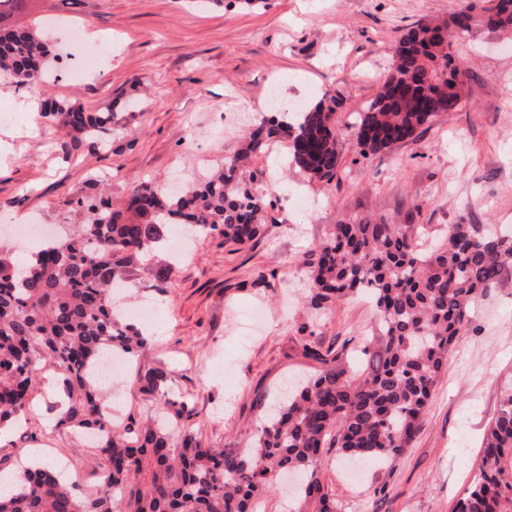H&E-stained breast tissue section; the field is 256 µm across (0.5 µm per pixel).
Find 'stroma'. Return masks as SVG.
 <instances>
[{
  "label": "stroma",
  "mask_w": 512,
  "mask_h": 512,
  "mask_svg": "<svg viewBox=\"0 0 512 512\" xmlns=\"http://www.w3.org/2000/svg\"><path fill=\"white\" fill-rule=\"evenodd\" d=\"M484 0H261L217 10L197 0H31V18L56 22L62 54L55 78L33 91L0 82V241L15 245L29 218L47 238L79 224L80 197L108 190L125 200L139 183L166 186L222 164L260 117L270 83L283 109L324 94L337 100L343 142L339 178L309 180L281 164L287 141L250 164L266 204V231L234 249L218 235L196 238L187 256L168 249L128 271L123 311L153 305L149 344L133 368L102 390L114 423L141 420L147 402L136 369L161 367L192 411L183 424L203 445L250 446L285 381L312 376L308 342L363 346L377 311L366 296L313 316L302 261L336 225L357 215L400 224H493L512 236V31L473 23L455 35L462 98L413 142L364 157L350 133L388 75L394 46L414 22L450 25ZM85 46L100 52L81 77L69 65ZM52 97L96 110L114 104L120 134L102 147L61 136L53 118L22 106ZM422 428L394 463L366 462L361 478L334 448L323 451L322 483L341 512H455L480 464L486 428L512 381V273L471 305ZM65 398L35 380L25 426L0 443V469L27 457L65 464L85 491L101 488L103 458L57 426Z\"/></svg>",
  "instance_id": "1"
}]
</instances>
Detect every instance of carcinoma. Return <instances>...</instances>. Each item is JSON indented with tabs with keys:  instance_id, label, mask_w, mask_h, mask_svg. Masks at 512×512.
<instances>
[{
	"instance_id": "1",
	"label": "carcinoma",
	"mask_w": 512,
	"mask_h": 512,
	"mask_svg": "<svg viewBox=\"0 0 512 512\" xmlns=\"http://www.w3.org/2000/svg\"><path fill=\"white\" fill-rule=\"evenodd\" d=\"M28 2L0 0V79L39 89L57 56L45 22H18ZM482 12L488 26L512 27V0H490ZM458 72L440 26L407 28L392 70L354 125L360 154L414 141L439 113L455 111ZM335 106L325 96L294 111L288 123L269 117L221 168L180 191L141 183L118 208L103 193L78 199L86 223L24 266L0 248V428L26 413L33 378L50 366L67 397L57 424L97 436L106 460L104 488L96 495L44 468L17 469L9 491L0 484V512H114L116 494L126 489L130 512H256L259 499L288 472L297 474L294 512H338L318 475L323 449L382 463L411 446L454 338L469 322L470 304L512 271V236L482 234L475 224L434 230L384 217L355 216L336 225L303 261L309 304L320 312L367 293L378 312L375 336L356 363L331 345H305L320 371L288 394L250 448H205L187 431L174 441L170 427L186 403L158 368L137 373L152 417L117 427L92 375L101 355L132 360L144 347L142 331L114 315L112 295L122 274L166 240L169 227L184 235L216 232L240 246L264 232L265 202L242 172L251 157L283 138L291 165L312 180L336 178L343 135L335 128ZM43 113L73 139L104 144L119 132L110 109L90 112L53 99L44 101ZM456 512H512V386L501 393L479 473Z\"/></svg>"
}]
</instances>
